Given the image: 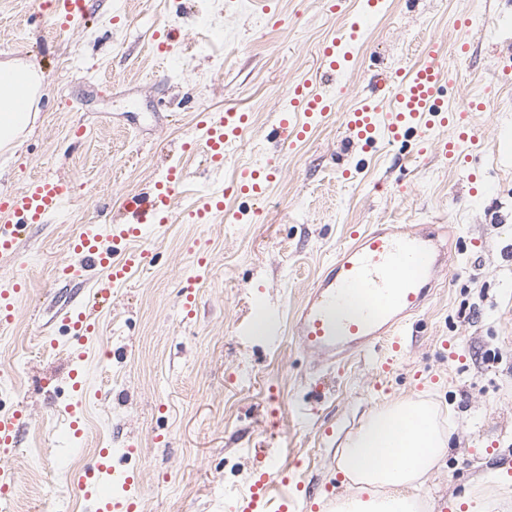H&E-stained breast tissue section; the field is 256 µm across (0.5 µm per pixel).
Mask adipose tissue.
<instances>
[{"label": "adipose tissue", "instance_id": "ef3b65f1", "mask_svg": "<svg viewBox=\"0 0 512 512\" xmlns=\"http://www.w3.org/2000/svg\"><path fill=\"white\" fill-rule=\"evenodd\" d=\"M43 77L17 62L0 63V150L20 141ZM448 439L424 406L400 403L381 410L350 437L341 451L344 473L360 491L390 487L381 501L344 504V512H418L420 480L440 460Z\"/></svg>", "mask_w": 512, "mask_h": 512}]
</instances>
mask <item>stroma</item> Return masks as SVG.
Here are the masks:
<instances>
[{
  "label": "stroma",
  "instance_id": "stroma-1",
  "mask_svg": "<svg viewBox=\"0 0 512 512\" xmlns=\"http://www.w3.org/2000/svg\"><path fill=\"white\" fill-rule=\"evenodd\" d=\"M40 0H0V61L34 64L46 81L35 120L20 145L0 152V197L37 177L69 182L71 194L48 223L20 235L0 281L23 275L27 290L0 336V406L21 408L19 444L7 460L21 512H94L74 480L98 449L117 470L137 474V512H230L258 469L259 449L276 448L289 472L333 484L326 508L354 488L341 449L378 407L422 402L436 413L450 446L422 494L428 512L492 477L505 484L512 462V79L496 75L498 49L512 45V0H384L365 26L347 70L318 81L319 52L342 25L322 0H277L286 25L267 24L250 0H90L86 18L57 31ZM468 11L472 24L455 22ZM153 25H143L144 12ZM179 40L159 54L155 29ZM466 38L467 56L455 42ZM444 45L457 77L443 92L452 109L488 95L491 107L468 121L478 143L468 162L449 166L436 150L415 157L414 142L360 148L339 116L359 96L383 95L386 78L409 72L428 42ZM187 67L176 60L187 49ZM223 60L214 69V57ZM313 77L336 109L314 122L293 150L270 131L288 88ZM235 108L250 126L220 169L206 167L187 142H202L203 114ZM279 168L264 203L231 198L235 222H199L202 188L221 189L241 167ZM185 189L173 220L134 242L110 227L129 196L151 192L169 167ZM96 225L116 256L147 253L99 311V331L83 357L59 335L68 301H82L106 279L86 267L71 242ZM351 224H443L452 257L417 317V336L397 371H375L364 354L329 367L281 326L253 336L259 308L292 310ZM79 268L74 279L65 267ZM197 314L187 318L182 290ZM56 344H47V337ZM82 364L85 432L66 435L70 372Z\"/></svg>",
  "mask_w": 512,
  "mask_h": 512
}]
</instances>
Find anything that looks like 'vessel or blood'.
Instances as JSON below:
<instances>
[{"instance_id":"vessel-or-blood-1","label":"vessel or blood","mask_w":512,"mask_h":512,"mask_svg":"<svg viewBox=\"0 0 512 512\" xmlns=\"http://www.w3.org/2000/svg\"><path fill=\"white\" fill-rule=\"evenodd\" d=\"M344 4L345 0L324 3L328 13L347 17L343 28L320 51L321 64L331 73L339 72L349 62L344 45L357 39L364 19L379 13L382 0H364L360 11L351 15L346 14ZM85 9L86 0H58L52 22L59 29H69ZM443 52L441 43L431 42L424 50L423 61L409 73L389 76L388 95L363 98L357 107L343 113L341 120L352 140L368 147L380 142L394 145L411 138L419 152L435 146L447 160L473 149L476 135L472 132L461 130L457 139L449 141L435 138L441 128L453 123L461 125L465 120L464 113L449 110L441 95L442 87L455 80L441 63ZM288 97L289 107L279 113L273 127L279 144L286 149L306 138L311 117L325 115L330 108L328 100L311 91L306 80L292 85ZM201 126L205 130L206 162L210 167L220 168L227 158V144L243 136L249 116L227 111L206 116ZM277 172L273 164L262 175L248 167L240 169L232 186L203 197L200 215L223 211L225 199L232 194L262 198L264 181L273 180ZM184 182L181 170L172 167L149 198L128 200L129 218L113 225V239L135 240L146 225L163 228L170 217L171 202ZM68 192L66 181L35 178L21 191L1 199L0 213L11 216L12 221L0 225V257L14 252L23 227L44 223L57 213ZM442 233V228L434 224H369L362 229L352 228L347 242L327 263L292 317L291 332L303 349L330 366L352 354L375 351L379 354L378 372H391L406 356L409 327L431 300L438 272L448 263ZM71 246L86 265L106 268L107 283L103 290L107 293L126 283L147 257L146 252L132 250L124 260H112L101 247L100 234L89 229L75 236ZM24 287L25 279L20 276L11 290L0 291L1 326L14 320ZM92 315V306L83 303L67 310L62 319L79 343H87L96 332ZM22 425L21 411L0 412L1 454H9L16 447ZM103 468L98 461L85 472L91 481L88 493L97 512H135L141 492L139 485L128 476L122 484L124 497L104 496L93 482L96 472ZM287 482V471L280 467L276 455H269L248 491L238 498V512H320L319 504L310 499L272 495L275 485Z\"/></svg>"}]
</instances>
